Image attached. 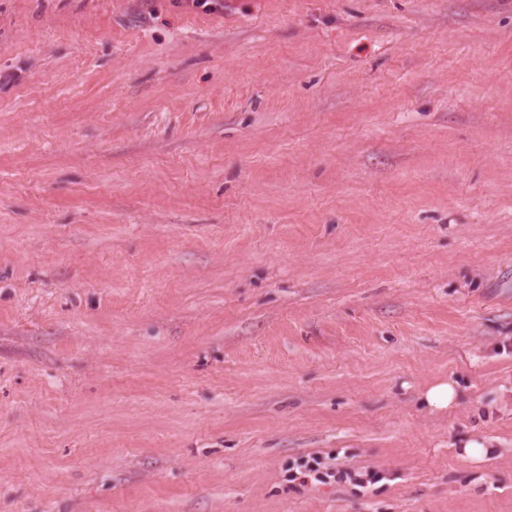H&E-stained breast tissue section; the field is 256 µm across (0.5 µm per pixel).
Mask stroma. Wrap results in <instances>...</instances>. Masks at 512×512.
Wrapping results in <instances>:
<instances>
[{
	"instance_id": "stroma-1",
	"label": "stroma",
	"mask_w": 512,
	"mask_h": 512,
	"mask_svg": "<svg viewBox=\"0 0 512 512\" xmlns=\"http://www.w3.org/2000/svg\"><path fill=\"white\" fill-rule=\"evenodd\" d=\"M222 3L0 0V512H512V0ZM458 384L453 380H442L430 385L420 400L429 411L439 412L448 409L459 399Z\"/></svg>"
}]
</instances>
